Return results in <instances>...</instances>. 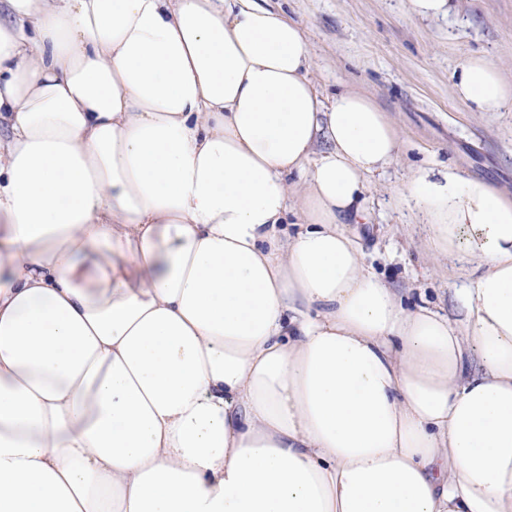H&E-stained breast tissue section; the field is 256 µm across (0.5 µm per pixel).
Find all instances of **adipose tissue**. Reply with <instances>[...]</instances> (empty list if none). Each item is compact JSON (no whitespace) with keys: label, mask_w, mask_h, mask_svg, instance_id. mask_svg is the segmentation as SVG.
<instances>
[{"label":"adipose tissue","mask_w":512,"mask_h":512,"mask_svg":"<svg viewBox=\"0 0 512 512\" xmlns=\"http://www.w3.org/2000/svg\"><path fill=\"white\" fill-rule=\"evenodd\" d=\"M259 0H0V512H512V191L405 142ZM473 112L512 107L474 53Z\"/></svg>","instance_id":"1"}]
</instances>
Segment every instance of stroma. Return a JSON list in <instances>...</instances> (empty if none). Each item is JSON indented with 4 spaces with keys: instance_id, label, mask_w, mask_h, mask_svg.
<instances>
[{
    "instance_id": "1",
    "label": "stroma",
    "mask_w": 512,
    "mask_h": 512,
    "mask_svg": "<svg viewBox=\"0 0 512 512\" xmlns=\"http://www.w3.org/2000/svg\"><path fill=\"white\" fill-rule=\"evenodd\" d=\"M300 22L311 44L315 81L345 83L373 98L408 149L373 193L369 223L358 232L381 278L400 291L424 289L455 314L453 274L422 249L418 227L392 208L411 167L443 162L512 190V111L471 112L450 76L482 53L512 81V0H459L455 16L418 17L409 0H261Z\"/></svg>"
}]
</instances>
